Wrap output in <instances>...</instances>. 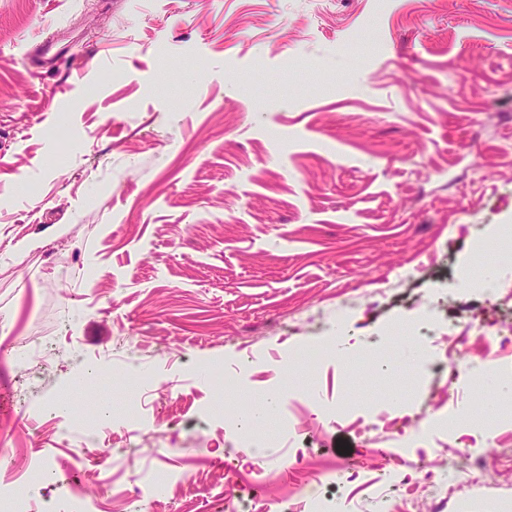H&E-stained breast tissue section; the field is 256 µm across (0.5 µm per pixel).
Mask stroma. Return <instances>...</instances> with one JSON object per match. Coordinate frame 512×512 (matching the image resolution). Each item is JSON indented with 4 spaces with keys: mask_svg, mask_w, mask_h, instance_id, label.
I'll return each mask as SVG.
<instances>
[{
    "mask_svg": "<svg viewBox=\"0 0 512 512\" xmlns=\"http://www.w3.org/2000/svg\"><path fill=\"white\" fill-rule=\"evenodd\" d=\"M42 34L81 51L33 68ZM0 147V323L53 350L29 378L0 344V465L31 461L32 512H67L72 487L130 512L146 467L183 477L147 512H224L229 464L237 512H284L246 449L286 490L341 446L361 463L392 447L364 428L382 413L455 466L466 433L493 465L512 448V420L458 416L485 368L512 386V334L445 397L439 352L377 363L393 324L470 338L463 305L512 318L470 282L500 261L475 237L512 228V0H0ZM337 336L348 357L279 373ZM131 398L142 437L116 416ZM96 421L106 463L71 468L73 424Z\"/></svg>",
    "mask_w": 512,
    "mask_h": 512,
    "instance_id": "35a3bbf8",
    "label": "stroma"
}]
</instances>
